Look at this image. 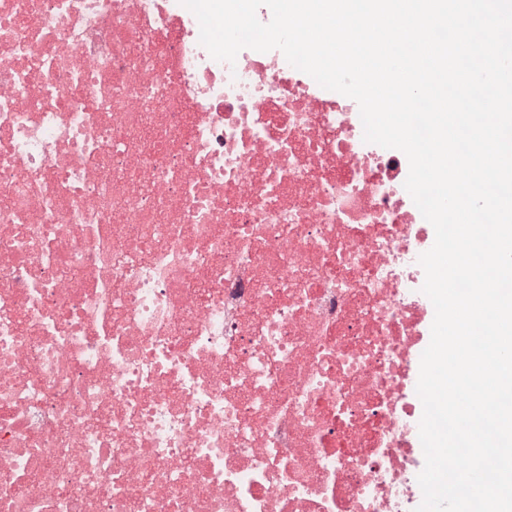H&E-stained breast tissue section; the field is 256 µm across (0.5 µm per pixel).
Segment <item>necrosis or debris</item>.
<instances>
[{"instance_id": "1", "label": "necrosis or debris", "mask_w": 512, "mask_h": 512, "mask_svg": "<svg viewBox=\"0 0 512 512\" xmlns=\"http://www.w3.org/2000/svg\"><path fill=\"white\" fill-rule=\"evenodd\" d=\"M180 0H0V512H412L405 155Z\"/></svg>"}]
</instances>
